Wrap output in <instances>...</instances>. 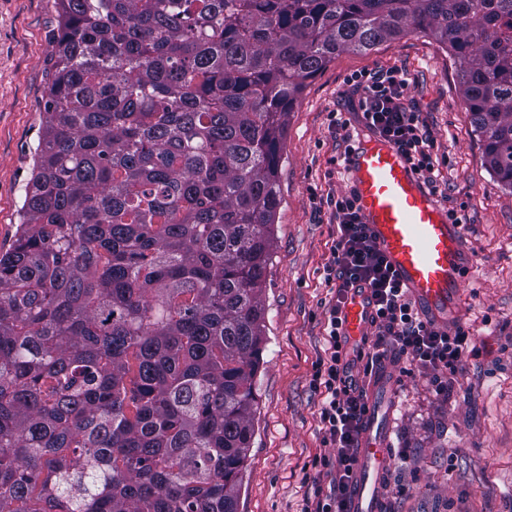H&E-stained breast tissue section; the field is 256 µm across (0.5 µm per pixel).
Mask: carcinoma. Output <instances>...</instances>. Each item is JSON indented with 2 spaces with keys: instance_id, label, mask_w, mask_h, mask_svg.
Listing matches in <instances>:
<instances>
[{
  "instance_id": "1",
  "label": "carcinoma",
  "mask_w": 512,
  "mask_h": 512,
  "mask_svg": "<svg viewBox=\"0 0 512 512\" xmlns=\"http://www.w3.org/2000/svg\"><path fill=\"white\" fill-rule=\"evenodd\" d=\"M0 248V512H239L279 148L341 52L453 57L512 190V0H58Z\"/></svg>"
}]
</instances>
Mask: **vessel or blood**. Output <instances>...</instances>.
Masks as SVG:
<instances>
[{
	"mask_svg": "<svg viewBox=\"0 0 512 512\" xmlns=\"http://www.w3.org/2000/svg\"><path fill=\"white\" fill-rule=\"evenodd\" d=\"M345 173L367 232L395 278L423 314L448 324L472 263L462 226L449 219L406 158L377 137L359 138ZM368 314L366 293L353 294L344 310L345 334L354 339L367 335ZM368 416L352 512H377L380 477L390 464V432L378 409H369Z\"/></svg>",
	"mask_w": 512,
	"mask_h": 512,
	"instance_id": "b4317fda",
	"label": "vessel or blood"
}]
</instances>
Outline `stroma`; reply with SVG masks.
<instances>
[{"label": "stroma", "instance_id": "35a3bbf8", "mask_svg": "<svg viewBox=\"0 0 512 512\" xmlns=\"http://www.w3.org/2000/svg\"><path fill=\"white\" fill-rule=\"evenodd\" d=\"M58 11L57 0H0V247L16 232L31 176ZM392 66L410 77L408 96L437 140L445 206L464 225L473 268L456 301V322L468 330L472 350L445 396L431 374L387 366L392 461L381 477L380 512H512V190L483 163L451 56L421 34L336 55L288 116L263 295L256 434L240 512H303L314 490L329 484L317 463L332 449L323 442L322 395L312 375L326 348L334 292L323 268L336 227L319 204L349 189L340 162L345 145L330 130L329 114L345 110L351 73Z\"/></svg>", "mask_w": 512, "mask_h": 512}]
</instances>
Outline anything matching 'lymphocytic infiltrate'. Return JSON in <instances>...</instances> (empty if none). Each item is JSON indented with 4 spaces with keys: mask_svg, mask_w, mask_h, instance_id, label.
<instances>
[{
    "mask_svg": "<svg viewBox=\"0 0 512 512\" xmlns=\"http://www.w3.org/2000/svg\"><path fill=\"white\" fill-rule=\"evenodd\" d=\"M347 83L359 96L358 108L367 126L402 152L430 192H438L435 139L406 94V72L396 67L359 71ZM326 203L332 209L336 243L324 282L335 295L327 309V348L312 383L323 393L319 420L324 440L334 450L322 464L334 471L335 478L328 491H315L312 512H349L368 413L365 383L353 375L354 363L365 361L367 371L379 374L388 361L404 359L411 368L431 373L436 392L444 394L449 375L469 353L472 339L463 327H437L416 308L370 240L354 193L327 197ZM355 287L369 290L372 313L370 335L354 342L342 324L349 292Z\"/></svg>",
    "mask_w": 512,
    "mask_h": 512,
    "instance_id": "f902f5d3",
    "label": "lymphocytic infiltrate"
}]
</instances>
